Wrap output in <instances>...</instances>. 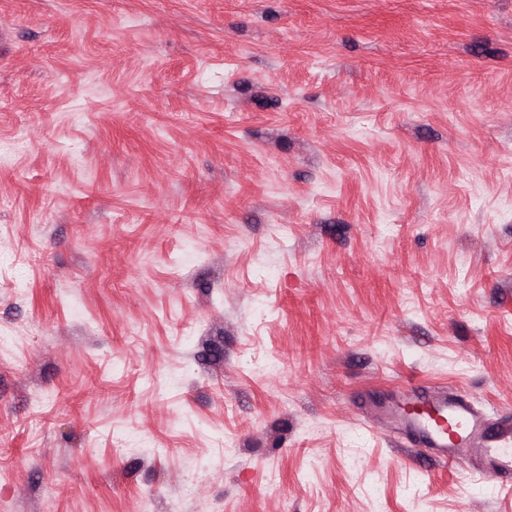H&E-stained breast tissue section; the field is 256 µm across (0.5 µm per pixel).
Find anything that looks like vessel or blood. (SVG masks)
Masks as SVG:
<instances>
[{"label": "vessel or blood", "mask_w": 512, "mask_h": 512, "mask_svg": "<svg viewBox=\"0 0 512 512\" xmlns=\"http://www.w3.org/2000/svg\"><path fill=\"white\" fill-rule=\"evenodd\" d=\"M392 414L439 461L457 465L474 457L487 476L512 480V421H490L465 398L431 388L412 391Z\"/></svg>", "instance_id": "obj_1"}]
</instances>
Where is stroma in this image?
<instances>
[{
  "mask_svg": "<svg viewBox=\"0 0 512 512\" xmlns=\"http://www.w3.org/2000/svg\"><path fill=\"white\" fill-rule=\"evenodd\" d=\"M1 26L0 512H512L377 417H512V0Z\"/></svg>",
  "mask_w": 512,
  "mask_h": 512,
  "instance_id": "obj_1",
  "label": "stroma"
}]
</instances>
